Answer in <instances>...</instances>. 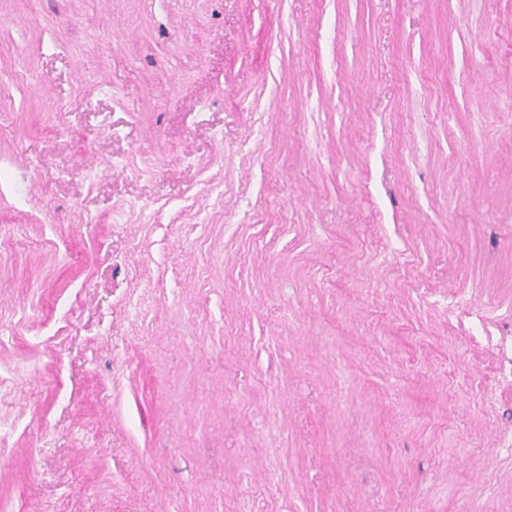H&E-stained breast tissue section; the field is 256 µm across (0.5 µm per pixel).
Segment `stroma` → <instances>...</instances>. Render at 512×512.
Wrapping results in <instances>:
<instances>
[{"instance_id": "stroma-1", "label": "stroma", "mask_w": 512, "mask_h": 512, "mask_svg": "<svg viewBox=\"0 0 512 512\" xmlns=\"http://www.w3.org/2000/svg\"><path fill=\"white\" fill-rule=\"evenodd\" d=\"M508 323L512 0H0V512H512ZM512 332L507 329L500 336H488L487 341L495 344L494 373L499 385L511 390L512 387Z\"/></svg>"}]
</instances>
